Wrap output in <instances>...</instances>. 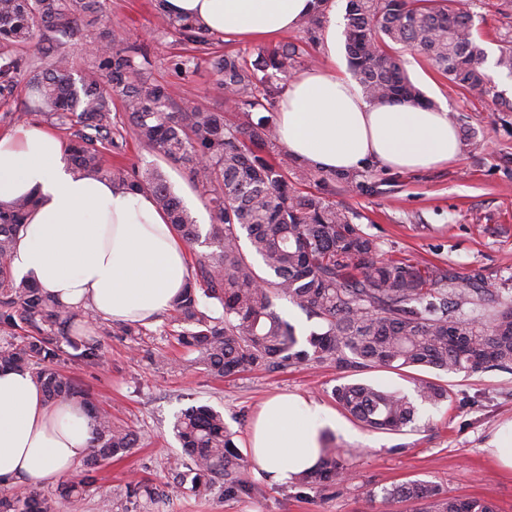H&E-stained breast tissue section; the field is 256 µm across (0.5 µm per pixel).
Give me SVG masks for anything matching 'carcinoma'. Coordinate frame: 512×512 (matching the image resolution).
Returning <instances> with one entry per match:
<instances>
[{
	"label": "carcinoma",
	"mask_w": 512,
	"mask_h": 512,
	"mask_svg": "<svg viewBox=\"0 0 512 512\" xmlns=\"http://www.w3.org/2000/svg\"><path fill=\"white\" fill-rule=\"evenodd\" d=\"M156 0L159 21L206 56L177 59L185 73L201 65L231 91L235 119L176 100L171 89L150 79L143 47L118 46L119 35L103 22L101 0H0V98L23 88L30 110L44 112L72 130L67 161L83 176L108 177L131 190L148 192L189 246L200 228L158 166H114L125 137L112 116V94L122 95L135 138L157 156L185 170L209 199L215 224L207 236L212 252L196 254L193 281L173 303L170 336L194 354L193 362L219 377L291 364L333 365L350 376L371 369L443 373L512 368V304L489 309L483 288L461 294L448 271L405 258H382L379 245L357 224V214L336 204V188H361L358 175L322 173L298 161L279 142L273 113L284 91L282 78L300 65L306 50L280 42L254 53L207 51L212 33L174 16ZM328 0L298 22L313 36L323 26ZM473 13L460 0H348L343 31L347 60L364 97L373 103L413 102L426 97L412 82L393 45L414 48L456 87L497 112H512L486 67L484 44L472 35ZM95 29L97 52L79 73L58 33ZM34 45L46 60L32 67L24 49ZM493 68L512 77V25L501 38ZM314 184L318 191L303 192ZM32 198L0 204V366L34 377L50 401L74 399L94 415V450L80 478L43 494L24 484L0 487V512H65L96 484V471L136 447L137 434L112 423L91 397L59 368L69 359L104 364L99 341L74 329L80 307L66 306L46 291L18 281L12 257ZM260 260L244 254L241 234ZM286 299L318 321L306 336L277 309ZM109 336L132 341L142 330L118 323ZM414 395L350 379L332 389L336 403L371 430L399 432L420 407L448 398L430 378L411 377ZM181 454L170 462L175 488L199 495L220 485L224 497L251 489L248 464L235 443L237 432L209 405L190 406L173 422ZM340 449L325 445L317 470L297 475L306 489L324 493L345 480ZM160 493L147 480L126 497L153 507ZM411 502L417 512H496L485 500L450 497L420 481L382 491L381 505Z\"/></svg>",
	"instance_id": "cac0c4a2"
}]
</instances>
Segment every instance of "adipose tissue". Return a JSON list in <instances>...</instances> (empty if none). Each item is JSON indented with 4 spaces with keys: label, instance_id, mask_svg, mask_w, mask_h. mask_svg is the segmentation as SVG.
<instances>
[{
    "label": "adipose tissue",
    "instance_id": "adipose-tissue-1",
    "mask_svg": "<svg viewBox=\"0 0 512 512\" xmlns=\"http://www.w3.org/2000/svg\"><path fill=\"white\" fill-rule=\"evenodd\" d=\"M312 0H167L168 9L209 32L248 41L293 30ZM279 141L323 171L371 162L402 172L437 168L462 150L446 108L366 101L335 65L303 69L277 103ZM67 146L44 127L0 133V204L31 197L12 270L63 303L111 323L147 325L188 284L187 250L150 194L82 178ZM335 411L295 394L267 400L248 453L269 478L285 482L316 467L321 437L340 427ZM93 421L77 402L46 399L29 372L0 368V485L70 476L92 450Z\"/></svg>",
    "mask_w": 512,
    "mask_h": 512
}]
</instances>
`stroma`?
Segmentation results:
<instances>
[{"instance_id":"stroma-1","label":"stroma","mask_w":512,"mask_h":512,"mask_svg":"<svg viewBox=\"0 0 512 512\" xmlns=\"http://www.w3.org/2000/svg\"><path fill=\"white\" fill-rule=\"evenodd\" d=\"M346 5L347 0H332L338 29L322 28L314 43H307L299 30L285 33V40L306 42L305 65L346 66L341 31ZM103 13L124 45L147 49L152 79L170 86L177 96L191 98L201 109L223 111L224 93L208 68L189 77L174 69L173 60L195 56L196 51L159 28L155 0H103ZM399 54L426 98L456 115L461 155L453 163L416 173L366 166L361 170L362 188L337 190L335 201L357 212L359 227L377 239L381 257L424 262L462 279L480 275L497 301H511L512 112L495 111L490 100L453 86L415 51L403 48ZM22 112L28 122L68 139L67 130L54 119L30 111L23 92L0 101V132L15 128V117ZM120 159L128 165H163L202 232H209L210 210L184 170L162 164L131 134ZM91 327L101 334L104 367L67 359L60 368L92 395L97 407L110 413L114 424L136 431L139 442L126 456L99 468L96 490L75 502L72 512H101L106 496L126 502L125 487L135 479L165 483L169 461L180 450L172 423L181 409L208 404L223 411L243 449L251 420L274 395L295 393L331 409L336 406L331 391L340 373L329 365L212 376L170 340L166 312L147 325L145 336L135 343L103 335L102 321H93ZM160 355L165 358L161 364L156 361ZM442 381L447 400L422 407L404 431H371L342 415L347 431L332 433L349 465L341 493L318 494L255 472L249 493L227 499L217 490L199 496L173 492L151 512H378L369 491L416 479L442 487L449 496L489 500L498 512H512V475L502 472L486 451L496 429L512 420V369L448 373ZM126 504L127 512H144L140 504Z\"/></svg>"}]
</instances>
